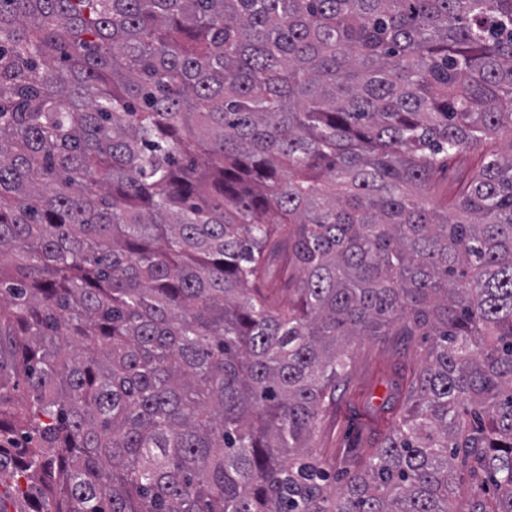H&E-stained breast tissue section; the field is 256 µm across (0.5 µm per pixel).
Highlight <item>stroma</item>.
Listing matches in <instances>:
<instances>
[{
	"label": "stroma",
	"instance_id": "35a3bbf8",
	"mask_svg": "<svg viewBox=\"0 0 512 512\" xmlns=\"http://www.w3.org/2000/svg\"><path fill=\"white\" fill-rule=\"evenodd\" d=\"M431 346L427 336H361L351 344L347 379L322 413L315 446L340 490L363 470L374 449L398 422L413 375Z\"/></svg>",
	"mask_w": 512,
	"mask_h": 512
}]
</instances>
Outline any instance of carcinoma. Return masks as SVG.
<instances>
[{"label":"carcinoma","instance_id":"obj_1","mask_svg":"<svg viewBox=\"0 0 512 512\" xmlns=\"http://www.w3.org/2000/svg\"><path fill=\"white\" fill-rule=\"evenodd\" d=\"M512 0H0V474L34 512H512ZM431 336L328 491L357 336Z\"/></svg>","mask_w":512,"mask_h":512}]
</instances>
